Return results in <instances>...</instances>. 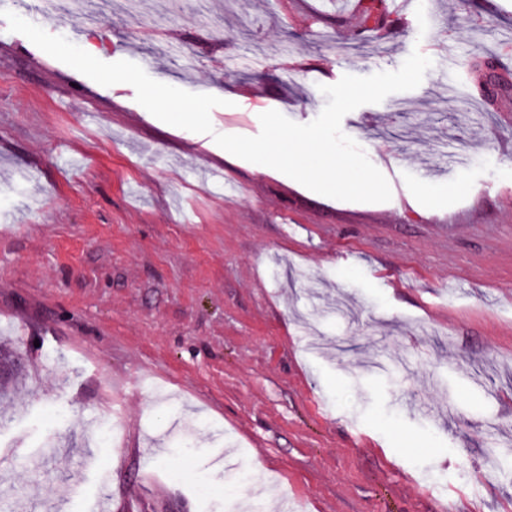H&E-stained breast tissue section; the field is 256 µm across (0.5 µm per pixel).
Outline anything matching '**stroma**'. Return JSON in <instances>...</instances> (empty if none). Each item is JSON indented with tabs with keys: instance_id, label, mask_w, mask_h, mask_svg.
I'll list each match as a JSON object with an SVG mask.
<instances>
[{
	"instance_id": "obj_1",
	"label": "stroma",
	"mask_w": 512,
	"mask_h": 512,
	"mask_svg": "<svg viewBox=\"0 0 512 512\" xmlns=\"http://www.w3.org/2000/svg\"><path fill=\"white\" fill-rule=\"evenodd\" d=\"M208 5L109 0L98 29L37 15L102 61L237 96L211 123L249 137L420 51L419 87L342 120L392 198L261 173L0 17V346L20 369L0 512H512V91L485 102L468 66L480 52L512 84V0H386L406 35L361 0ZM245 458L257 480L227 498Z\"/></svg>"
}]
</instances>
